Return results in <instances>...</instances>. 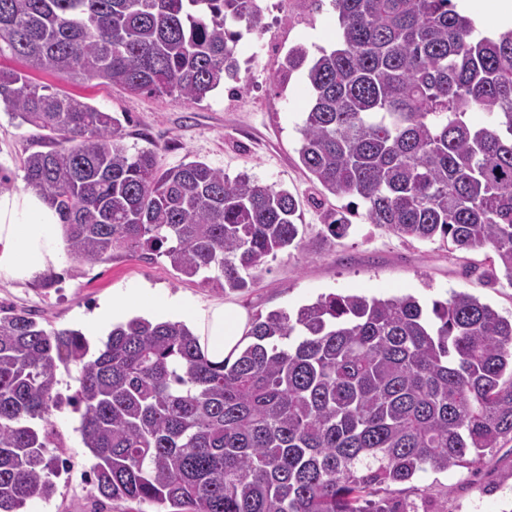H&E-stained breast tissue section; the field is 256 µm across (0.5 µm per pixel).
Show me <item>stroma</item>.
Masks as SVG:
<instances>
[{"instance_id":"obj_1","label":"stroma","mask_w":512,"mask_h":512,"mask_svg":"<svg viewBox=\"0 0 512 512\" xmlns=\"http://www.w3.org/2000/svg\"><path fill=\"white\" fill-rule=\"evenodd\" d=\"M265 28L261 41L241 39L240 72L200 102L158 94L133 95L92 80L76 84L39 72L33 81L79 97L125 121L129 154L151 149L159 168L200 160L229 175L248 174L288 189L303 205V248L268 259L248 288L227 292L176 272L166 258L147 252H117L100 263H77L61 256L56 266L24 281L0 279V306L30 313L46 329L85 331L99 305L129 288L150 287L180 295L200 307L232 305L247 317L273 310L295 312L332 292L376 297L410 294L429 304L464 291L512 315V285L484 278L489 250L449 252L445 242L403 239L366 223L349 199L317 190L298 149L299 129L308 106L303 73L282 78L279 69L297 45L310 57L336 42V13L330 0H257ZM43 133L18 124L0 108V168L12 180V192L26 191L23 159L49 150ZM342 212L351 224L346 236H331L321 222L323 208ZM62 458L68 468L56 478L49 501L31 512H165L151 501L103 499L91 481L93 460L77 430L79 418L69 406L54 410ZM381 496L401 499L413 512H512V443L495 449L480 470L427 471L412 482L393 484Z\"/></svg>"}]
</instances>
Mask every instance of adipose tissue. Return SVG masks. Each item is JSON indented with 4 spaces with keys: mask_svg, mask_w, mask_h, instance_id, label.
Instances as JSON below:
<instances>
[{
    "mask_svg": "<svg viewBox=\"0 0 512 512\" xmlns=\"http://www.w3.org/2000/svg\"><path fill=\"white\" fill-rule=\"evenodd\" d=\"M57 223L37 194H0V279H28L56 264L61 255ZM132 316L185 322L214 362L237 355L246 342L248 320L241 308L198 309L178 296L160 295L147 287L128 289L102 303L92 315L89 333L104 335L113 324Z\"/></svg>",
    "mask_w": 512,
    "mask_h": 512,
    "instance_id": "ef3b65f1",
    "label": "adipose tissue"
}]
</instances>
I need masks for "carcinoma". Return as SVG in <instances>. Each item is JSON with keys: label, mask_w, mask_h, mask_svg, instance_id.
<instances>
[{"label": "carcinoma", "mask_w": 512, "mask_h": 512, "mask_svg": "<svg viewBox=\"0 0 512 512\" xmlns=\"http://www.w3.org/2000/svg\"><path fill=\"white\" fill-rule=\"evenodd\" d=\"M331 2L340 44L312 61L294 47L281 66L311 92V180L400 237L491 249L493 279L512 285V31L476 36L451 0ZM241 23L263 30L256 0H0V56L27 67L0 68V106L48 132L24 180L71 260L149 251L238 291L301 247L288 190L196 160L162 171L154 152L128 153L119 117L28 74L197 102L237 77ZM322 221L350 229L335 210ZM246 336L213 362L185 323L133 318L90 357L82 333L0 307V512L55 493L62 365L79 372L68 401L98 493L171 512H407L370 496L428 469L476 470L512 442V316L468 292L429 308L329 293Z\"/></svg>", "instance_id": "carcinoma-1"}]
</instances>
